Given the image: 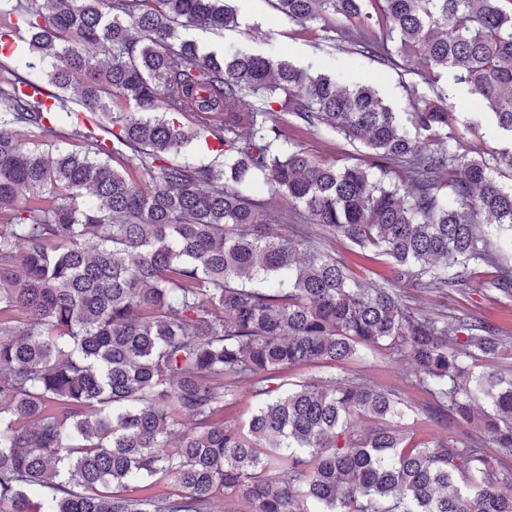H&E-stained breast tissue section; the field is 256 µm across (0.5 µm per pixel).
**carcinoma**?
<instances>
[{
    "instance_id": "cac0c4a2",
    "label": "carcinoma",
    "mask_w": 512,
    "mask_h": 512,
    "mask_svg": "<svg viewBox=\"0 0 512 512\" xmlns=\"http://www.w3.org/2000/svg\"><path fill=\"white\" fill-rule=\"evenodd\" d=\"M271 2L384 64L457 70L512 136V0ZM12 16L4 35L41 75L0 62V512H210L218 492L245 512H512V467L481 437L412 440L404 396L344 367L408 356L433 398L414 418L474 423L512 452V378L467 364L499 352L498 329L412 312L396 292L463 288L512 247V186L495 176L512 155L459 152L447 90L411 103V132L371 86L203 55L182 32L238 27L228 0H0ZM280 101L363 144L370 165L288 144ZM64 117L73 148L58 143ZM199 137L207 163L186 156ZM324 232L389 257L386 285L358 283ZM492 287L512 295L511 264ZM306 364L339 373L292 380ZM243 385L257 405L240 426L224 411Z\"/></svg>"
}]
</instances>
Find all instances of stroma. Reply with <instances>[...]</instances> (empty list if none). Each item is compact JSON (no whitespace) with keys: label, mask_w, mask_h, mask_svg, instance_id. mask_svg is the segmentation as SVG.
<instances>
[{"label":"stroma","mask_w":512,"mask_h":512,"mask_svg":"<svg viewBox=\"0 0 512 512\" xmlns=\"http://www.w3.org/2000/svg\"><path fill=\"white\" fill-rule=\"evenodd\" d=\"M238 14L239 26L216 35L198 30L187 31V38L195 40L202 51L217 53L246 49L255 53L281 56L302 68H313L332 73L343 83H363L377 87L392 111H409L410 103L417 98L434 99L439 86L429 75L423 60L413 58L402 62L395 69L383 66L373 59L352 53L347 42H337L327 47L321 31L308 32L288 18L276 13L270 0H230ZM448 90L460 121L455 133L463 141L477 144L485 151L494 152L512 148V137L503 133L491 120H483L476 132H467L464 121L479 112L481 105L466 85L449 82ZM289 141L298 144L317 159L337 165L366 161L368 153L357 143L347 142L335 133L311 134L295 123L285 125ZM325 249L335 252L337 258L351 268L354 275L365 283L383 284L389 272L385 257L368 253L360 255L348 242L325 237ZM496 276L493 266L475 267L465 292L428 294L410 285H400L399 291L413 311L432 310L451 320L468 313L480 317L499 330L504 348L494 360L480 359L474 371H482L487 364L506 376H512V297H505L489 290L488 283ZM366 378L382 386H390L404 393L408 403L418 407L427 403L428 397L414 384L413 367L407 358H387L378 355L363 364Z\"/></svg>","instance_id":"stroma-1"}]
</instances>
